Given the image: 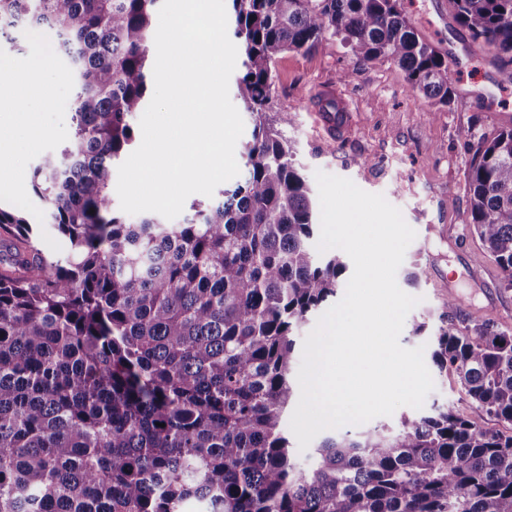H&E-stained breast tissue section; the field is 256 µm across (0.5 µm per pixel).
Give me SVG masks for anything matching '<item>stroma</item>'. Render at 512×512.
I'll return each mask as SVG.
<instances>
[{
    "label": "stroma",
    "mask_w": 512,
    "mask_h": 512,
    "mask_svg": "<svg viewBox=\"0 0 512 512\" xmlns=\"http://www.w3.org/2000/svg\"><path fill=\"white\" fill-rule=\"evenodd\" d=\"M420 33L459 62V81L450 106L433 109L414 92L404 70L394 63L359 64L340 38L309 53L287 52L276 60L274 87L266 105L269 121L294 115L283 134L307 179L323 171L350 179L362 190L383 195L400 209L416 232L396 280L419 303L407 315L399 341L403 347L428 345L414 336L416 323L436 329L449 295L460 300L464 322L487 320L512 333V289L471 230L465 172L471 158L463 134H491L512 126V74L501 71L480 47L464 40L448 0H403ZM51 69L41 88L24 91L10 74L0 75V203L26 213L38 232V245L55 257L65 256L66 240L30 195L31 171L39 159L58 152L73 131V88L51 32L30 34L28 49L17 53L0 44V61L24 69L38 60ZM350 102L353 125L342 138H328L315 122L319 85L337 81ZM419 270L417 284L407 275ZM435 388L420 411L429 414L451 403L467 419L489 425V418L461 391L454 377L434 376Z\"/></svg>",
    "instance_id": "obj_1"
}]
</instances>
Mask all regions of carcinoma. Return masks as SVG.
Listing matches in <instances>:
<instances>
[{"mask_svg": "<svg viewBox=\"0 0 512 512\" xmlns=\"http://www.w3.org/2000/svg\"><path fill=\"white\" fill-rule=\"evenodd\" d=\"M162 0H0V38L52 33L76 85L75 129L31 191L69 243L35 245L0 205V512H512V430L448 404L355 438L329 436L299 466L284 432L294 331L342 287L343 253L316 257L317 196L265 106L278 55L341 38L392 61L434 106L454 98L448 56L402 0H231L254 117L243 178L179 224L112 206V164L135 141ZM459 26L512 67V0H449ZM472 231L512 288V127L468 165ZM431 359L512 425V334L456 324Z\"/></svg>", "mask_w": 512, "mask_h": 512, "instance_id": "cac0c4a2", "label": "carcinoma"}]
</instances>
